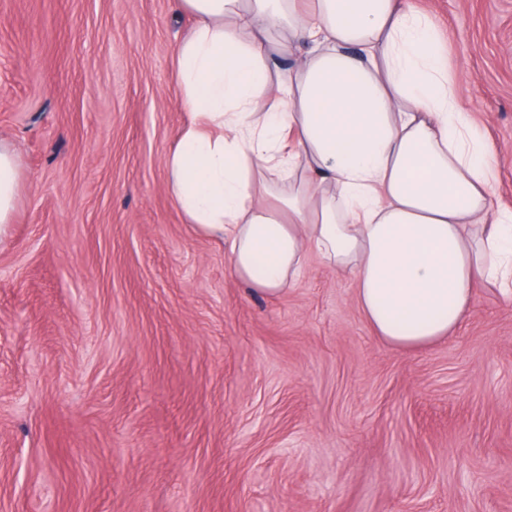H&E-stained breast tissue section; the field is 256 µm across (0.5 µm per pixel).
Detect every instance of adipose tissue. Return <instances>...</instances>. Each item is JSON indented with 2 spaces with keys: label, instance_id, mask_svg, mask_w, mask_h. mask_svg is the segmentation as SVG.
I'll return each instance as SVG.
<instances>
[{
  "label": "adipose tissue",
  "instance_id": "obj_1",
  "mask_svg": "<svg viewBox=\"0 0 512 512\" xmlns=\"http://www.w3.org/2000/svg\"><path fill=\"white\" fill-rule=\"evenodd\" d=\"M188 119L166 151L186 223L224 239L233 276L294 284L308 251L354 278L378 337L448 338L483 282L512 296V209L461 112L434 17L408 0H175ZM19 162L0 141V232Z\"/></svg>",
  "mask_w": 512,
  "mask_h": 512
}]
</instances>
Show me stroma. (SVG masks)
Instances as JSON below:
<instances>
[{
	"mask_svg": "<svg viewBox=\"0 0 512 512\" xmlns=\"http://www.w3.org/2000/svg\"><path fill=\"white\" fill-rule=\"evenodd\" d=\"M512 207V0H414ZM194 20L174 0H0V512H512V300L433 346L379 338L349 274H231L163 157ZM19 194V162L14 149L0 140V235L10 224Z\"/></svg>",
	"mask_w": 512,
	"mask_h": 512,
	"instance_id": "stroma-1",
	"label": "stroma"
}]
</instances>
